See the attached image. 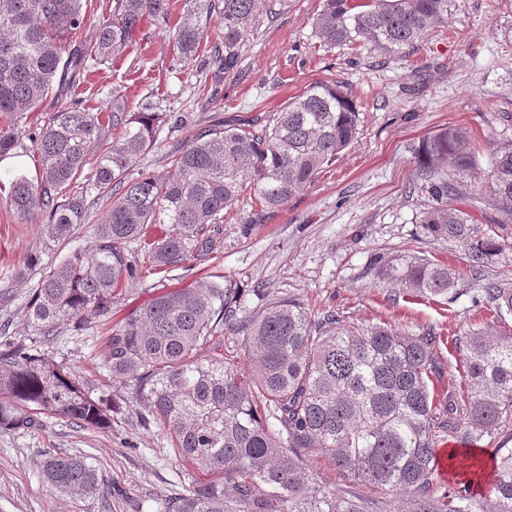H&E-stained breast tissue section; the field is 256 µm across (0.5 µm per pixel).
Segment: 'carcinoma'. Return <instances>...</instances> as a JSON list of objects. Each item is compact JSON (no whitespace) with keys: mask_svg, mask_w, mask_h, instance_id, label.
I'll return each mask as SVG.
<instances>
[{"mask_svg":"<svg viewBox=\"0 0 512 512\" xmlns=\"http://www.w3.org/2000/svg\"><path fill=\"white\" fill-rule=\"evenodd\" d=\"M259 7L261 0H185L173 32L178 52L194 55L217 14L224 33L214 44V77L233 71ZM447 13L448 0H323L315 32L330 46L363 42L399 53ZM169 14L170 0H113L112 14L82 39V0H0V157L20 149L38 167L34 179L12 176L10 207L23 218L43 215L53 242L86 223L93 205L105 207L91 252L76 250L42 269L27 303L30 326L46 340L93 323L106 327L112 376L131 382L132 398L167 430L184 461L223 475L193 485L168 512H386L306 477L305 457L315 449L328 452L343 475L406 495L402 512H512V448L498 449L494 497L471 493L481 461L467 450L448 456L467 480L436 489L447 434L467 448L512 438V337L493 322L455 339L467 389L443 403L431 332L408 336L385 322L352 330L336 312L315 313L292 298H268L246 316L230 280L161 291L110 325L114 299L138 277L134 244L148 225L176 226L148 244L154 270L170 273L191 256L207 257L221 249L224 210L242 194L269 211L280 208L357 133L350 95L318 82L263 123L214 121L171 155L162 176L132 178L130 170L171 113L129 112L117 91L112 111L91 112L72 100L33 121L30 145L22 143L19 123L52 86L90 60H112L144 18L165 22ZM414 159L419 189L431 198L420 218L425 233L468 245L475 266L501 252L498 242L477 237L464 212L448 208L455 193L448 167L466 172L474 165L466 132L449 126L422 139ZM478 199L512 220V150L496 153ZM389 275L422 296L446 295L459 278L448 264L419 257ZM482 294L496 316L512 315L511 284L489 281ZM225 331L244 352L246 379L224 361L216 334ZM208 344L213 352L200 355ZM112 412V401L92 397L42 344H0V428L28 430L42 416H58L106 429ZM41 472L60 491L101 490L98 471L79 454L48 456Z\"/></svg>","mask_w":512,"mask_h":512,"instance_id":"carcinoma-1","label":"carcinoma"}]
</instances>
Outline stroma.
<instances>
[{
  "mask_svg": "<svg viewBox=\"0 0 512 512\" xmlns=\"http://www.w3.org/2000/svg\"><path fill=\"white\" fill-rule=\"evenodd\" d=\"M258 11L237 68L214 83L206 65L223 32L212 18L197 53L179 54L172 28L143 20L135 40L111 65H94L65 91H51L39 107L49 116L62 103L80 99L93 112L110 111L121 90L129 111L169 112L177 124L164 126L138 170L155 175L170 169V156L214 118L225 123L267 117L315 82H338L359 112L352 143L315 181L279 210L264 211L257 198L241 195L224 212V248L209 258H188L162 278L146 274L115 300L122 317L164 288H187L232 280L246 313L256 312L258 289L304 301L315 311L332 310L361 328L387 322L409 336H439L445 393L459 390L462 368L455 338L471 329L486 310L478 306L484 281L512 282V223L495 207L475 203L476 190L491 169L496 150L512 148V0H448V18L429 29L406 53L382 54L370 47H330L315 33L322 0H267ZM465 128L478 157L474 171L449 170L456 194L449 207L463 210L481 235L494 237L501 254L474 274L466 246L428 237L419 222L430 200L414 189L413 150L436 131ZM101 207L89 223L61 243L44 245V216L14 213L0 193V325L7 338H30L24 320L38 274L16 278L25 257L41 251L57 263L72 251H90ZM428 257L457 267L463 277L448 295L421 298L382 270L410 257ZM102 328L61 333L46 351L66 362L86 389L110 395L118 409L108 429L83 427L60 417H42L30 430L0 429V512H167L170 497L186 493L211 473L178 456L159 424L143 425L145 407L128 383L106 367ZM81 453L97 469L102 494L67 495L47 484L40 463L49 454ZM311 478L337 492L379 498V491L339 475L332 457L309 456Z\"/></svg>",
  "mask_w": 512,
  "mask_h": 512,
  "instance_id": "35a3bbf8",
  "label": "stroma"
}]
</instances>
